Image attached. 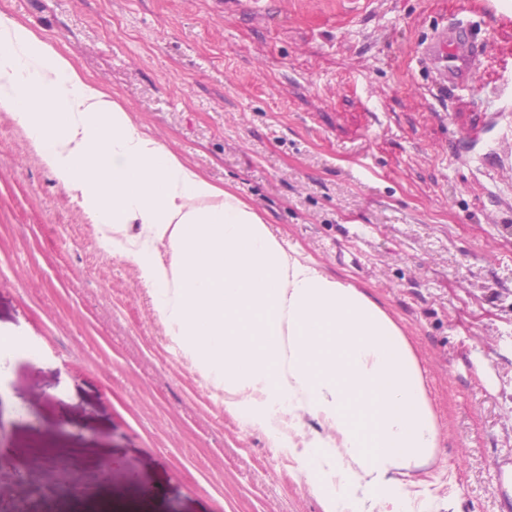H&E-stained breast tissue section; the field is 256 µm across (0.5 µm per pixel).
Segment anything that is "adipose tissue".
<instances>
[{"instance_id": "ef3b65f1", "label": "adipose tissue", "mask_w": 512, "mask_h": 512, "mask_svg": "<svg viewBox=\"0 0 512 512\" xmlns=\"http://www.w3.org/2000/svg\"><path fill=\"white\" fill-rule=\"evenodd\" d=\"M0 112L25 130L108 250L133 263L170 335L228 409L322 419L337 452L301 451L338 481L325 512H402L400 478L437 446L410 346L365 290L286 248L31 28L0 15Z\"/></svg>"}]
</instances>
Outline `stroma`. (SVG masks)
<instances>
[{
    "mask_svg": "<svg viewBox=\"0 0 512 512\" xmlns=\"http://www.w3.org/2000/svg\"><path fill=\"white\" fill-rule=\"evenodd\" d=\"M148 132L234 188L320 270L367 290L422 373L438 445L409 512H498L512 452V0H0ZM487 52L439 92L435 28ZM0 512H324L170 336L137 269L0 112ZM57 453L21 480V458ZM114 464L111 489L97 480ZM499 484L495 491L499 512L512 511V453L499 455L496 459Z\"/></svg>",
    "mask_w": 512,
    "mask_h": 512,
    "instance_id": "1",
    "label": "stroma"
}]
</instances>
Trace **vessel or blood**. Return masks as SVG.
<instances>
[{
	"mask_svg": "<svg viewBox=\"0 0 512 512\" xmlns=\"http://www.w3.org/2000/svg\"><path fill=\"white\" fill-rule=\"evenodd\" d=\"M485 53L483 43L478 42L470 25L455 20L452 26L436 30L424 44L422 61H433L437 68L434 81L444 87L454 82L459 73L471 71ZM499 484L495 491L498 512H512V453L497 457Z\"/></svg>",
	"mask_w": 512,
	"mask_h": 512,
	"instance_id": "b4317fda",
	"label": "vessel or blood"
}]
</instances>
